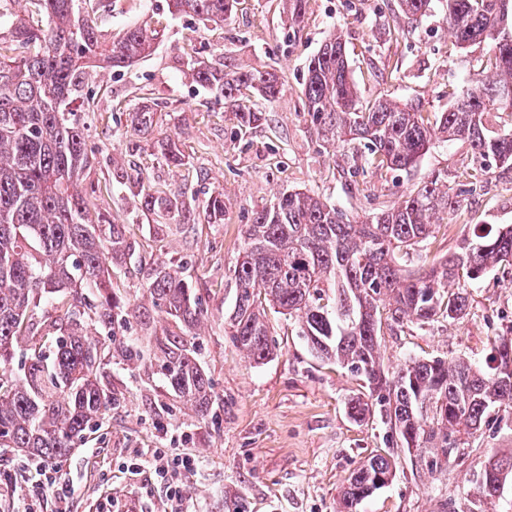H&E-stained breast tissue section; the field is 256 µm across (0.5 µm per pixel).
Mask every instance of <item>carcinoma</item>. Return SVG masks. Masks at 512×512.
Here are the masks:
<instances>
[{
    "instance_id": "cac0c4a2",
    "label": "carcinoma",
    "mask_w": 512,
    "mask_h": 512,
    "mask_svg": "<svg viewBox=\"0 0 512 512\" xmlns=\"http://www.w3.org/2000/svg\"><path fill=\"white\" fill-rule=\"evenodd\" d=\"M0 0V448L58 460L98 428L117 399L104 381V361L123 345L122 297L112 288V267L132 258L137 242L100 212L91 213L82 178L90 166L85 119L74 104L97 69L116 72L151 55L159 32L141 25L123 29L116 41L102 34L100 0ZM238 0H168L173 15L222 23ZM307 0H289L291 28L304 22ZM448 32L461 49L484 43L495 78L481 74L445 112L430 121L420 105L380 98L364 104L352 79L345 40L332 34L307 65L304 112L324 141L357 144L393 170L417 166L435 137L468 142L480 168L512 166V127L488 128L486 117L506 112L512 99V0H441ZM435 0H398L417 21ZM193 81L224 98L239 129L261 120L242 104L247 93L267 102L282 91L271 71H240L207 64L192 69ZM148 130L161 117L155 108L135 113ZM162 158L184 164L178 145L159 144ZM435 175L392 206L354 222L305 192L282 194L254 212L231 272L236 295L228 335L259 364L273 353L263 319L272 305L301 318V335L323 360L363 377L368 398L348 402L352 417L376 416L397 434L392 447L373 454L351 475L339 512L372 496L376 480L396 472L401 456L417 469L437 473L462 455L465 445L490 425L495 410L512 409V327L497 337L486 368L442 359L411 361L394 375L383 369L378 343L391 320L421 324L454 319L469 306L466 284L512 266V225L474 227L458 250L410 272L401 259L433 233L454 204V189L439 188ZM145 213L172 220L186 203L174 191L143 197ZM209 224L224 221V199L206 201ZM148 292L175 324L191 329L204 315L178 267L153 269ZM390 305V315L381 307ZM59 315L34 341L23 371L12 364L15 345L34 325L40 306ZM167 383L194 406L201 419L212 409L213 384L187 350H162ZM479 512L497 498L494 479L476 474Z\"/></svg>"
}]
</instances>
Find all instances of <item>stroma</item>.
Returning a JSON list of instances; mask_svg holds the SVG:
<instances>
[{"mask_svg":"<svg viewBox=\"0 0 512 512\" xmlns=\"http://www.w3.org/2000/svg\"><path fill=\"white\" fill-rule=\"evenodd\" d=\"M285 0H239L223 24L171 15L167 0H118L107 37L129 23L160 31L154 53L114 73L98 71L86 140L92 165L86 183L92 209L126 225L137 254L112 271L125 303L129 343L159 355L168 322L145 288L154 259L173 261L203 302L204 316L184 343L194 349L213 382L216 419L198 421L193 406L166 383L158 365L113 358L106 371L117 403L87 443L52 468L76 488L71 512H108L118 499L130 512H164L166 489L149 469L129 470L134 450L176 448L200 461L186 478L197 512H338V495L362 461L387 446L379 419L350 418L348 399L361 392L359 376L317 358L299 334L296 318L267 309L273 357L254 363L225 333L236 284L243 225L279 192L308 191L359 218L398 196L447 174L449 185L470 184L446 223L418 248L414 266L454 252L477 224H512V168L480 171L470 147L434 140L410 171L378 170L351 149L319 140L303 111L309 59L328 35L342 31L352 78L363 101L380 97L417 102L423 111L448 101L488 63L486 45L460 49L442 8L408 20L396 0H308L300 29L288 27ZM243 70H273L279 99L252 97L261 120L238 129L222 99L205 94L191 77L194 60ZM159 104L163 125L137 131L134 114ZM173 139L187 163L166 165L159 144ZM182 192L190 205L181 222L157 223L142 211L145 191ZM222 194L224 221L199 217L210 195ZM469 308L455 320L406 322L381 331L386 369L412 360L463 359L485 366L492 340L512 328V267L494 270L467 289ZM512 456V412L495 414L464 456L431 475L402 459L392 482L365 499L359 512H477L473 475L491 457Z\"/></svg>","mask_w":512,"mask_h":512,"instance_id":"stroma-1","label":"stroma"}]
</instances>
